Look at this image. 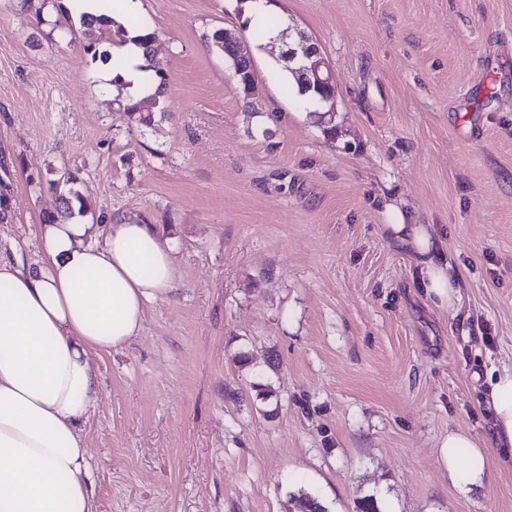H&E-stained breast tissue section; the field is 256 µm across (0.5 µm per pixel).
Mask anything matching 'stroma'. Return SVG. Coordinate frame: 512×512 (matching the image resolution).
I'll return each instance as SVG.
<instances>
[{"mask_svg": "<svg viewBox=\"0 0 512 512\" xmlns=\"http://www.w3.org/2000/svg\"><path fill=\"white\" fill-rule=\"evenodd\" d=\"M64 2L0 0V254L41 259L68 173L86 244L118 214L176 245L174 294L92 358L96 512H290L299 489L328 512H512V459L465 487L438 463L448 431L489 436L486 377L512 367V0H276L278 43L236 0H141L169 74L150 128L87 37L61 39ZM219 29L253 57L251 101ZM301 32L334 75L327 127L277 62ZM389 206L433 225L456 307L381 233ZM220 32H224V36L219 37L218 34ZM224 39L237 41L236 42L237 43V55L239 58H247L248 53L244 49L240 39L237 38L236 36H234L232 33H229L228 31L223 30V29H219V30H216L212 34V45L226 57V60L230 63V66L232 67V71L234 73L233 61L230 59V57L232 56V51H231L229 45L224 44ZM238 74H239V72H237V75H235V73H234V77L236 79L239 91L242 94L243 99H248L249 93L256 90L254 66H253L252 57H251V60L249 61V65L246 64L242 68L240 74L239 75Z\"/></svg>", "mask_w": 512, "mask_h": 512, "instance_id": "obj_1", "label": "stroma"}]
</instances>
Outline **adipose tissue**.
I'll return each instance as SVG.
<instances>
[{
	"instance_id": "1",
	"label": "adipose tissue",
	"mask_w": 512,
	"mask_h": 512,
	"mask_svg": "<svg viewBox=\"0 0 512 512\" xmlns=\"http://www.w3.org/2000/svg\"><path fill=\"white\" fill-rule=\"evenodd\" d=\"M134 44L112 50V73L132 99L148 96ZM382 232L408 247L418 284L433 304L454 306L453 275L428 224L397 221ZM88 227L44 225V258L20 269L0 258V512H96L81 424L97 392L91 356L124 347L147 306L175 281L172 247L151 224H109L104 246L84 245ZM495 415L486 445L449 432L438 458L454 484L477 481L491 450L512 452V369L491 371Z\"/></svg>"
}]
</instances>
